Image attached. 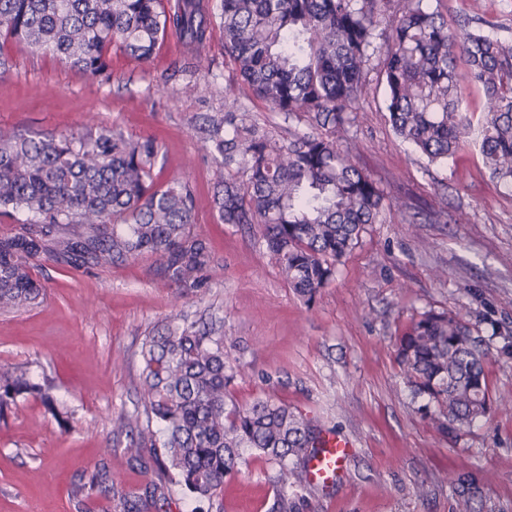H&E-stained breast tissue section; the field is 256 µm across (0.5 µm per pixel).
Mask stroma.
Returning <instances> with one entry per match:
<instances>
[{
    "label": "stroma",
    "mask_w": 512,
    "mask_h": 512,
    "mask_svg": "<svg viewBox=\"0 0 512 512\" xmlns=\"http://www.w3.org/2000/svg\"><path fill=\"white\" fill-rule=\"evenodd\" d=\"M453 32L512 39V0H424ZM0 129L63 134L108 126L156 140V185L194 189V231L210 264L196 288L164 279L158 256L106 267L35 260L45 292L35 308L0 314V363L33 381L49 378L61 426L43 403L18 398L0 420V512H77L75 480L108 462L123 492L156 480L130 463L114 421L140 411L144 336L176 316L222 326L233 359L230 400L271 398L354 443L340 484L299 490V512H512V355L492 351L485 370L494 410L453 432L435 429L397 361V343L421 313L464 310L480 335L512 330V195L485 169L468 138L447 165L394 133L378 68L367 75L343 142L384 194L342 258L335 282L312 302L298 297L270 259L258 229L221 223L213 167L201 143L205 115L233 109L260 126L282 121L248 90L224 101V29L213 19L202 61L168 28L151 62L112 53V79L98 84L49 56L5 44ZM276 464L250 458L226 479L223 512H267Z\"/></svg>",
    "instance_id": "obj_1"
}]
</instances>
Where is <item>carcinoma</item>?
Returning a JSON list of instances; mask_svg holds the SVG:
<instances>
[{
    "mask_svg": "<svg viewBox=\"0 0 512 512\" xmlns=\"http://www.w3.org/2000/svg\"><path fill=\"white\" fill-rule=\"evenodd\" d=\"M217 11L231 65L224 99L244 86L285 123L306 116L310 131L284 137L231 110L210 118L203 135L215 169V207L225 224L260 227L271 260L305 301L335 279L336 265L379 219L380 189L340 146L376 54L394 132L444 164L478 131L485 168L512 193V40L452 32L423 0H219L210 9L181 0L169 12L160 0H0V36L106 84L112 45L148 63L173 26L199 50ZM460 54L485 95L477 128L456 91ZM159 154L155 141L107 126L77 135L0 131V209L32 216L0 236V313L39 304L42 286L31 261L41 255L103 266L154 254L169 280L197 286L209 253L192 230L193 191L182 181L154 184ZM488 355V342L462 312H424L397 345L409 387L437 407L431 421L442 432L469 428L493 412ZM141 363L145 424L137 414L122 416L114 431L138 429L125 448L129 459L167 479L127 496L102 462L73 484L76 505L104 496L119 512H163L178 485L191 512L204 502L211 509L224 480L247 464L248 448L279 467L269 512H297L294 492L305 485L307 455L323 431L284 403H228L232 359L221 333L182 318L145 337ZM24 394L67 422L48 384L1 364V420Z\"/></svg>",
    "mask_w": 512,
    "mask_h": 512,
    "instance_id": "1",
    "label": "carcinoma"
}]
</instances>
